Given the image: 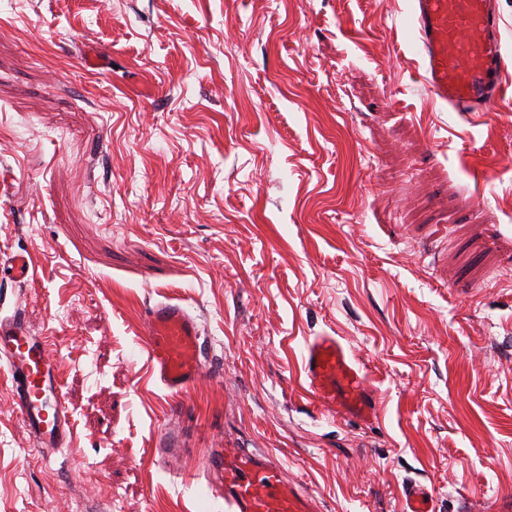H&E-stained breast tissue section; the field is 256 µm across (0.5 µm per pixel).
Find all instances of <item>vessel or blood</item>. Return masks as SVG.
Returning <instances> with one entry per match:
<instances>
[{"instance_id": "obj_1", "label": "vessel or blood", "mask_w": 512, "mask_h": 512, "mask_svg": "<svg viewBox=\"0 0 512 512\" xmlns=\"http://www.w3.org/2000/svg\"><path fill=\"white\" fill-rule=\"evenodd\" d=\"M410 15L422 80L439 102L457 112H483L504 94L507 51L495 0H411ZM143 326L152 371L164 388L178 395L198 384L204 364L196 318L167 299L147 308ZM0 362L35 446H68L69 412L57 364L45 338L33 333L20 311L0 315ZM304 373L308 393L330 412L362 421L375 417L366 371L336 337L307 340ZM209 466L231 512H318L317 501L288 481L269 455L215 448ZM404 497L403 512H428L423 486H407Z\"/></svg>"}]
</instances>
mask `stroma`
Segmentation results:
<instances>
[{
    "label": "stroma",
    "mask_w": 512,
    "mask_h": 512,
    "mask_svg": "<svg viewBox=\"0 0 512 512\" xmlns=\"http://www.w3.org/2000/svg\"><path fill=\"white\" fill-rule=\"evenodd\" d=\"M507 91L434 102L409 0H0V286L48 339L72 444L0 379V512H228L212 448L274 457L321 512H485L512 494ZM196 317L206 376L150 375L148 304ZM377 416L306 390L308 338ZM182 433L172 460L153 454ZM303 359L307 391L325 408L360 421L375 417L376 404L367 387L366 371L336 336L308 339ZM405 508L403 512H427L428 492L417 484H411L404 490Z\"/></svg>",
    "instance_id": "1"
}]
</instances>
